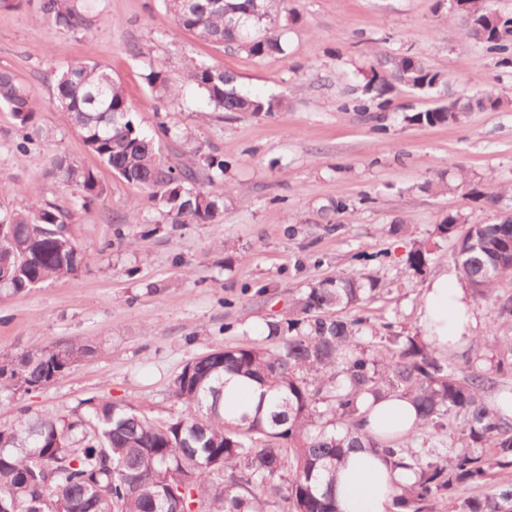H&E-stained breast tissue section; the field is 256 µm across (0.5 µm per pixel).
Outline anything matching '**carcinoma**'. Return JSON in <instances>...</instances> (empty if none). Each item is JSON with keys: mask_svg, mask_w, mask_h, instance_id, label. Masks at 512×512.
Masks as SVG:
<instances>
[{"mask_svg": "<svg viewBox=\"0 0 512 512\" xmlns=\"http://www.w3.org/2000/svg\"><path fill=\"white\" fill-rule=\"evenodd\" d=\"M175 24L200 40L241 49L251 56L283 51L278 24L288 0H163ZM39 22L73 31L89 25L76 0H40ZM455 11L466 25L484 30L479 42L509 62L512 16L488 0H458ZM366 84L371 100L389 92V79L418 90L442 83L441 73L414 57H394L371 68ZM186 78L215 112L267 114L287 108L285 100L250 98L237 90L236 76L202 62L187 64ZM162 97L180 87L161 71L147 76ZM55 99L67 113L86 149L128 184L140 188L173 223L209 221L224 201L195 187L196 170L171 165L162 154L170 129L158 124L140 131L133 105L112 71L98 62L78 61L55 78ZM457 102L416 112L414 124L461 123L467 112ZM509 106L494 90L477 109ZM0 109L17 123L15 155L31 151L35 110L28 90L7 70L0 71ZM59 180L81 189L80 207L89 208L106 192L95 173L64 156L50 159ZM20 210L0 213V288L21 293L54 278L74 275L86 257L64 213L40 203L37 188ZM445 216L439 234L453 239L452 257L474 298L491 296L512 278V221L470 224ZM424 244L408 253L406 267L424 278L433 261ZM380 293L379 280L355 271L327 276L296 298L287 317L266 323L264 346L216 349L185 364L173 396L186 413L154 418L119 402L93 399L75 417L20 411L0 425V507L3 512H339L333 485L351 448H368L394 470L415 481L401 485L394 504L400 512H430L448 501L446 512H512V484H499L484 498L456 500L462 486L487 484L490 464L475 448L489 443L494 465L512 467V390L500 392L492 377H461L421 334L363 342L364 306ZM495 372L512 375V340ZM89 353L80 343L40 345L0 357V395L48 386ZM231 374L264 389L268 399L253 413L225 418L224 376ZM403 396L416 408L417 427L386 439L361 434L357 399ZM431 443L415 452L412 442Z\"/></svg>", "mask_w": 512, "mask_h": 512, "instance_id": "1", "label": "carcinoma"}]
</instances>
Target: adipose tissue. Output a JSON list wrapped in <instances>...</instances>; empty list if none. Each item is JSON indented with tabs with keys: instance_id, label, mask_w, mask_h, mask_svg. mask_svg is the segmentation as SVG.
Returning <instances> with one entry per match:
<instances>
[{
	"instance_id": "obj_1",
	"label": "adipose tissue",
	"mask_w": 512,
	"mask_h": 512,
	"mask_svg": "<svg viewBox=\"0 0 512 512\" xmlns=\"http://www.w3.org/2000/svg\"><path fill=\"white\" fill-rule=\"evenodd\" d=\"M421 325L429 341L443 350L470 338L473 315L466 290L455 275L444 273L426 284ZM358 406L365 431L385 438L408 432L416 418L411 401L402 397L378 401L365 394ZM413 479L412 472L392 471L381 456L368 449L352 450L337 473L334 487L340 512H391L395 484Z\"/></svg>"
}]
</instances>
